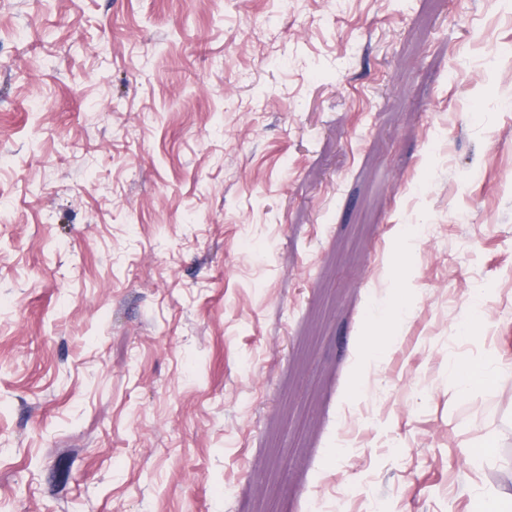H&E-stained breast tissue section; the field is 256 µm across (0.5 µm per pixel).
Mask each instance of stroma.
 I'll return each instance as SVG.
<instances>
[{
	"mask_svg": "<svg viewBox=\"0 0 512 512\" xmlns=\"http://www.w3.org/2000/svg\"><path fill=\"white\" fill-rule=\"evenodd\" d=\"M490 499L512 0H0V512ZM367 336L364 345L369 355H382L393 342V336H390L389 331L382 324L372 327ZM457 379L464 389H469L489 383L492 379V373L486 365L474 363L460 370Z\"/></svg>",
	"mask_w": 512,
	"mask_h": 512,
	"instance_id": "obj_1",
	"label": "stroma"
}]
</instances>
